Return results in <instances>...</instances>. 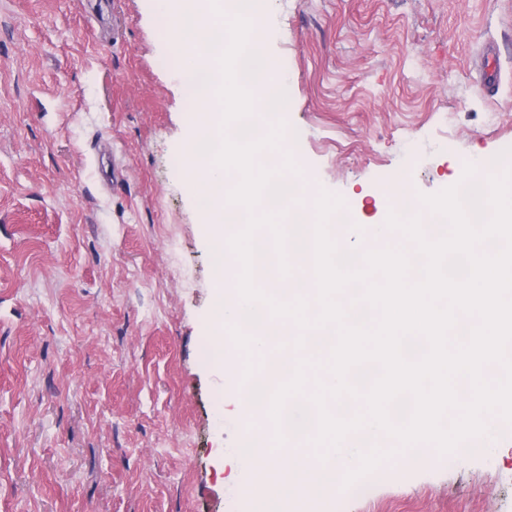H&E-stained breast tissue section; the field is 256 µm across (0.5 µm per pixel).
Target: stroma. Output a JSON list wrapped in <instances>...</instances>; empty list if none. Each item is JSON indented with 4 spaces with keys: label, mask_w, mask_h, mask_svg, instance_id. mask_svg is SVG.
<instances>
[{
    "label": "stroma",
    "mask_w": 512,
    "mask_h": 512,
    "mask_svg": "<svg viewBox=\"0 0 512 512\" xmlns=\"http://www.w3.org/2000/svg\"><path fill=\"white\" fill-rule=\"evenodd\" d=\"M284 148L357 223L512 159V0H266ZM0 0V512H250L188 101L152 0ZM493 49L500 82L479 84ZM304 512H512V442Z\"/></svg>",
    "instance_id": "stroma-1"
}]
</instances>
